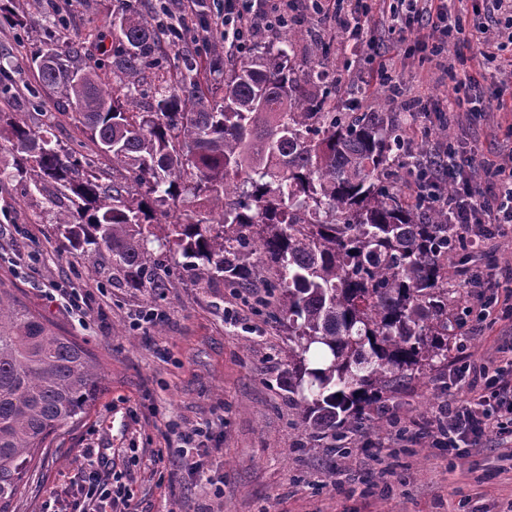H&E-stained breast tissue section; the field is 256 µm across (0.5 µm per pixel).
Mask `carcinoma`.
<instances>
[{"label": "carcinoma", "mask_w": 512, "mask_h": 512, "mask_svg": "<svg viewBox=\"0 0 512 512\" xmlns=\"http://www.w3.org/2000/svg\"><path fill=\"white\" fill-rule=\"evenodd\" d=\"M169 22L128 0L112 22L114 88L80 65L75 46L47 42L38 63L41 84L78 109L96 150L132 181L102 183L22 112L0 113V141L14 151L0 180L67 198L57 232L92 267L109 257L135 290L165 287L163 250L186 258L198 288L247 287L260 250L288 329V399L306 428L343 437L406 380L448 366L456 225L448 209L395 189L407 131L380 112L338 111L327 77L293 64L291 26L238 64L212 61L219 99L199 92L186 60L137 111L140 76L160 36L172 37ZM104 381L75 337L0 289V512L47 439L81 417Z\"/></svg>", "instance_id": "1"}]
</instances>
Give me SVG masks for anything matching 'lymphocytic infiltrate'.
Segmentation results:
<instances>
[{"instance_id":"lymphocytic-infiltrate-1","label":"lymphocytic infiltrate","mask_w":512,"mask_h":512,"mask_svg":"<svg viewBox=\"0 0 512 512\" xmlns=\"http://www.w3.org/2000/svg\"><path fill=\"white\" fill-rule=\"evenodd\" d=\"M389 13L391 24L405 25L407 32L433 33V40L423 45L429 58L442 57L451 47L475 43L483 59L496 63L499 71L512 72V58H500V44L486 29L469 32L453 19L450 0H397ZM254 17L284 21L288 10L270 5L269 0H224L213 21L198 23V35L205 40L218 30L240 46L252 36L250 20ZM436 155L437 162L423 163L413 191L420 196L427 186L453 183L457 190L453 221L459 240L465 248L478 249L484 240L512 224V160L483 157L474 141L463 150L453 144L442 146ZM468 371L473 398L463 404L445 403L428 422V429L437 431L452 448L477 446L491 434L512 439V372L483 359L473 360ZM83 457L86 466L80 481L55 494V512H132L125 484L112 483L101 475L93 449H85Z\"/></svg>"}]
</instances>
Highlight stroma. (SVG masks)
Instances as JSON below:
<instances>
[{"instance_id":"35a3bbf8","label":"stroma","mask_w":512,"mask_h":512,"mask_svg":"<svg viewBox=\"0 0 512 512\" xmlns=\"http://www.w3.org/2000/svg\"><path fill=\"white\" fill-rule=\"evenodd\" d=\"M62 26L50 27L47 0H9L15 20L0 24V55L12 63L10 94L0 111L28 112L32 125L47 129L53 144L76 158L93 159L102 182L112 180V162L96 155L86 134L71 119V108L43 88L32 58L46 39L61 48L78 46L82 61L112 74V60L100 48L111 34L112 18L124 0H57ZM293 12L305 37L294 53L297 68L325 70L336 78L344 102L362 112L403 118L387 85L378 83L368 52L348 47V33L332 12H313L309 0H295ZM362 40H377L393 78L420 98L426 111L409 129L413 144L434 150L441 127L438 109L455 99L454 81L443 67L405 53L398 35L366 23ZM231 64L244 51L231 48L219 32L199 44L187 30L180 45L162 41L159 66L145 72L147 86L166 84L185 57L209 96L222 95L210 69L212 55ZM479 84L480 111L456 110L451 138L478 140L486 157L498 151L490 132L505 121L499 100H512V75L468 50L456 61ZM56 206L28 181L0 183V289L39 313L90 350L105 374L107 388L77 422L60 428L41 449L14 497L11 512H42L52 492L77 479L84 449H95L110 473H131L127 484L134 512H512L511 447L487 436L477 449L452 450L423 428L439 406L469 400L455 375L468 355L500 359L512 355V325L480 320L485 301L506 298L512 285V233L486 241L476 262L455 258L448 278V312L458 324L447 369L407 380L385 407L393 424L374 433L370 410L350 441H310L280 386L287 369L288 335L273 304H258L267 292L259 274L249 288L190 287L168 253L167 286L134 290L113 278L108 263L91 267L76 258L54 228ZM480 264L491 280L469 285ZM83 309L71 306V296ZM162 318L135 327L141 312ZM208 429L215 450L202 469L188 468L178 451V431Z\"/></svg>"}]
</instances>
